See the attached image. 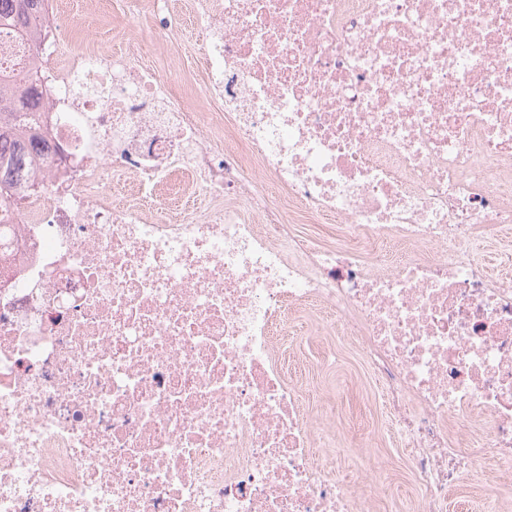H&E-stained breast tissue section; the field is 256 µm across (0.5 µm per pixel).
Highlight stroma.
Instances as JSON below:
<instances>
[{
    "instance_id": "stroma-1",
    "label": "stroma",
    "mask_w": 512,
    "mask_h": 512,
    "mask_svg": "<svg viewBox=\"0 0 512 512\" xmlns=\"http://www.w3.org/2000/svg\"><path fill=\"white\" fill-rule=\"evenodd\" d=\"M125 2L63 0L66 19L75 32L90 35L95 46L106 51L144 46L156 73L163 77L180 74L187 107L209 109L210 99L201 84L199 30L189 17L194 0H171L174 13L186 16L187 22L164 35L156 33L149 12H141L136 22H129ZM311 323L307 313L297 314L298 331L288 340V377L302 381L316 401L331 404L336 436L362 439V448L344 462L345 473H352L363 458L382 457L389 461L392 481L377 512H405L416 491L406 473L404 447L388 427L381 391L368 376L362 353L338 328L315 332Z\"/></svg>"
}]
</instances>
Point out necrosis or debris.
<instances>
[{"instance_id":"obj_1","label":"necrosis or debris","mask_w":512,"mask_h":512,"mask_svg":"<svg viewBox=\"0 0 512 512\" xmlns=\"http://www.w3.org/2000/svg\"><path fill=\"white\" fill-rule=\"evenodd\" d=\"M202 84L39 10L0 34L38 134L0 210V512H375L277 353L337 321L417 488L512 468V0H199ZM166 187L158 197L157 187ZM209 199L206 211L188 198ZM338 227L334 244L293 219ZM507 240V245H500L499 239L483 243L476 247L475 256L496 276H511L512 278V228L507 229L499 237ZM510 267V275L507 268Z\"/></svg>"}]
</instances>
